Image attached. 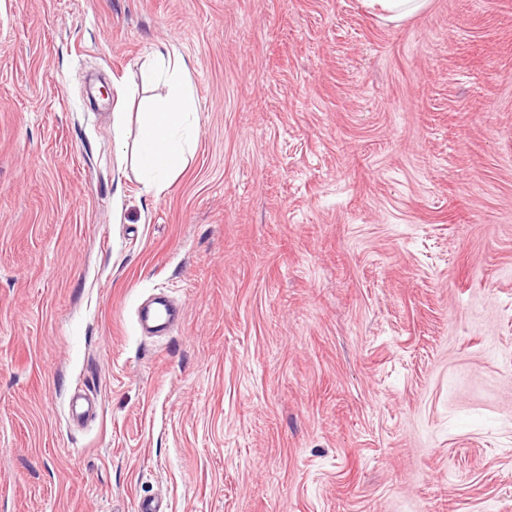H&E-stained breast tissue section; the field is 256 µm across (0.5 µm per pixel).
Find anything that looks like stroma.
Instances as JSON below:
<instances>
[{
  "label": "stroma",
  "instance_id": "35a3bbf8",
  "mask_svg": "<svg viewBox=\"0 0 512 512\" xmlns=\"http://www.w3.org/2000/svg\"><path fill=\"white\" fill-rule=\"evenodd\" d=\"M158 51L198 112L156 199L112 114ZM156 494L512 512V0H0V512ZM367 5L379 8L391 22L402 21L424 10L429 0H366Z\"/></svg>",
  "mask_w": 512,
  "mask_h": 512
}]
</instances>
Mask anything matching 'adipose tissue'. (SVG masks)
Returning a JSON list of instances; mask_svg holds the SVG:
<instances>
[{
  "mask_svg": "<svg viewBox=\"0 0 512 512\" xmlns=\"http://www.w3.org/2000/svg\"><path fill=\"white\" fill-rule=\"evenodd\" d=\"M164 85L163 96L140 116L133 156L144 190L156 197L169 188L172 173L183 163L196 138L197 102L183 58L168 59Z\"/></svg>",
  "mask_w": 512,
  "mask_h": 512,
  "instance_id": "1",
  "label": "adipose tissue"
}]
</instances>
